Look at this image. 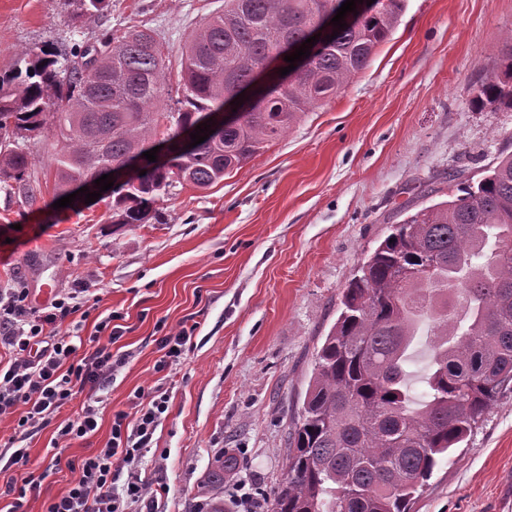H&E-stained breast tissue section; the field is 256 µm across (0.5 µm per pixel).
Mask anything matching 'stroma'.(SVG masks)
I'll return each instance as SVG.
<instances>
[{
  "mask_svg": "<svg viewBox=\"0 0 512 512\" xmlns=\"http://www.w3.org/2000/svg\"><path fill=\"white\" fill-rule=\"evenodd\" d=\"M224 0H112L108 11L74 20L71 0H0V76L22 49L57 52L94 42L106 29L150 28L180 49ZM512 34V0H404L399 25L371 65L242 169L208 189L172 188L156 221L116 229L111 199L79 210L54 208L52 139L34 158V201L0 189V289L29 290L43 308L88 286L98 303L75 313L84 337L110 320L124 365L97 392V432L53 448L76 417L81 391L36 432L0 419V454L26 449L29 470L46 472L24 512H43L73 478L68 461L103 447L112 416L134 391L164 384L167 411L151 451L125 466L158 485L157 512H197L215 452L234 459L224 493L245 485L269 506L286 462V440L318 348L337 318L357 265L404 217L412 193L451 166L478 174L512 152V111L478 106L477 84L499 73ZM193 327L178 365L156 373L157 340ZM412 512H512V391L483 423L439 459Z\"/></svg>",
  "mask_w": 512,
  "mask_h": 512,
  "instance_id": "obj_1",
  "label": "stroma"
}]
</instances>
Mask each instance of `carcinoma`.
<instances>
[{
  "mask_svg": "<svg viewBox=\"0 0 512 512\" xmlns=\"http://www.w3.org/2000/svg\"><path fill=\"white\" fill-rule=\"evenodd\" d=\"M77 2L87 18L110 4ZM343 2L224 0L181 48L175 110L164 41L151 29L109 32L58 56L20 51L11 76L0 79V183L33 195L28 142L51 131L56 198L95 184L134 154L145 174L112 187V223H150L174 184L207 189L222 181L369 67L396 29L403 0H375L370 12L345 16L346 27L301 66L249 90L269 57L289 66L284 57ZM508 42L501 74L476 91L480 105L512 110V36ZM234 92L246 95L242 120L213 125ZM204 122L214 133L183 152V130ZM160 138L169 145L163 167L142 156ZM442 181L460 195L391 225L343 289L288 433L271 512H410L438 459L512 390V154L475 183L457 167ZM427 320L429 363L418 397L407 363ZM232 466L222 453L214 458L198 492L201 512H224V469Z\"/></svg>",
  "mask_w": 512,
  "mask_h": 512,
  "instance_id": "1",
  "label": "carcinoma"
}]
</instances>
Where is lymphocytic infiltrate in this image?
Returning a JSON list of instances; mask_svg holds the SVG:
<instances>
[{"mask_svg":"<svg viewBox=\"0 0 512 512\" xmlns=\"http://www.w3.org/2000/svg\"><path fill=\"white\" fill-rule=\"evenodd\" d=\"M28 299V289H0V348L10 354L0 364V417L21 405L25 411L18 415L19 426L39 430L76 390H100L125 357L112 350L118 336L109 333L108 321L96 326L97 332H108L107 343L90 350L77 330L62 331L64 321L88 304L84 289L52 300L40 313ZM169 399L160 384L136 391L131 411L114 414L104 448L70 463L75 477L69 489L49 499L44 512H127L133 504L152 512L155 494L150 485L131 479L118 488L114 481L117 468L133 463L150 447Z\"/></svg>","mask_w":512,"mask_h":512,"instance_id":"1","label":"lymphocytic infiltrate"}]
</instances>
